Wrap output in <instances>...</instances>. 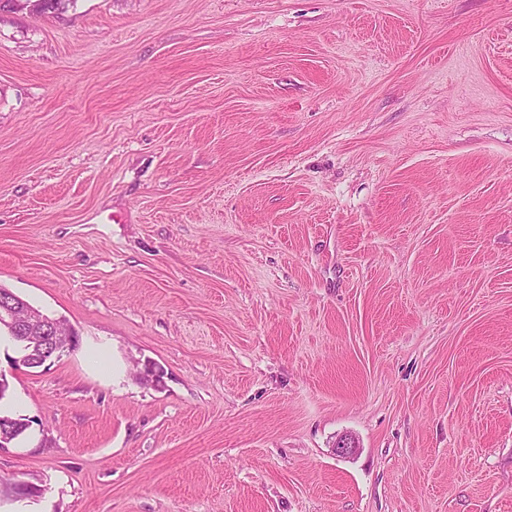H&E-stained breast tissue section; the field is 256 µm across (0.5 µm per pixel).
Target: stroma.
<instances>
[{"label":"stroma","instance_id":"stroma-1","mask_svg":"<svg viewBox=\"0 0 512 512\" xmlns=\"http://www.w3.org/2000/svg\"><path fill=\"white\" fill-rule=\"evenodd\" d=\"M0 286V512H512V0L1 6ZM9 297L3 298L0 302V330L3 327L11 336L14 343L21 349H25L28 344V336L25 328L19 323L22 321L33 323H55L45 315L25 307H19L18 303H10ZM3 331V330H2ZM9 336L5 331H3Z\"/></svg>","mask_w":512,"mask_h":512}]
</instances>
